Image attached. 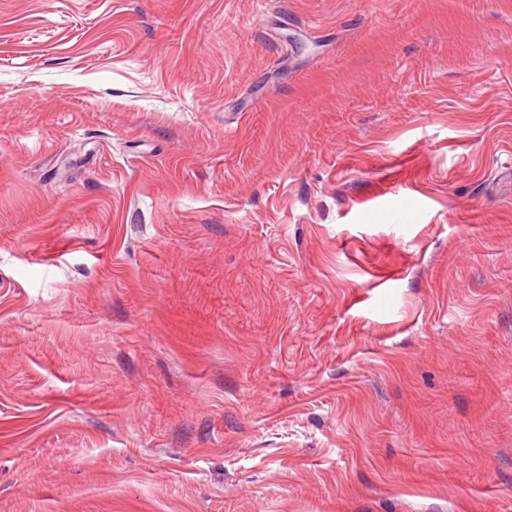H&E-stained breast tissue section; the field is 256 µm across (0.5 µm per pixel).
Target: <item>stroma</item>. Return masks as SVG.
<instances>
[{
  "label": "stroma",
  "mask_w": 512,
  "mask_h": 512,
  "mask_svg": "<svg viewBox=\"0 0 512 512\" xmlns=\"http://www.w3.org/2000/svg\"><path fill=\"white\" fill-rule=\"evenodd\" d=\"M0 512H512V0H0Z\"/></svg>",
  "instance_id": "35a3bbf8"
}]
</instances>
